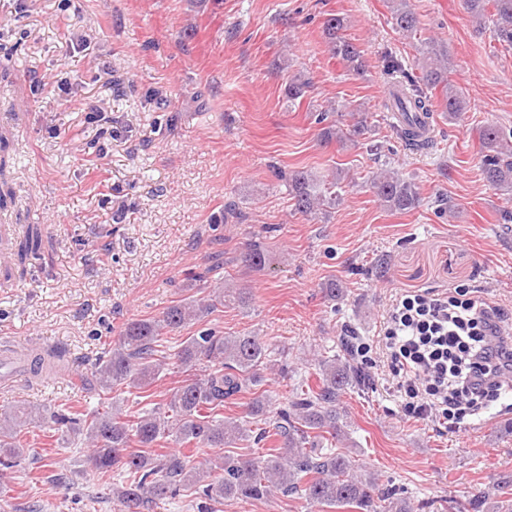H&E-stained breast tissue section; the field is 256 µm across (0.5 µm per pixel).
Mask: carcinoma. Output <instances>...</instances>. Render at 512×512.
Segmentation results:
<instances>
[{
    "label": "carcinoma",
    "mask_w": 512,
    "mask_h": 512,
    "mask_svg": "<svg viewBox=\"0 0 512 512\" xmlns=\"http://www.w3.org/2000/svg\"><path fill=\"white\" fill-rule=\"evenodd\" d=\"M465 8L477 19L489 18L497 39L512 47V0H463ZM493 13L486 14V6ZM391 21L396 30L414 35L418 20L409 0H396ZM345 19L331 14L323 21L332 55L359 73L364 70L360 48L344 34ZM419 76L409 74L404 64L390 57L388 72L400 74L399 90L385 104L389 112L418 114L433 112L427 90L442 87L444 111L456 117L465 101L448 84V46L434 40L421 43ZM418 118H407L395 127L397 137L414 150L429 146L420 132ZM481 172L487 185L495 190L512 188V133L494 125L480 131ZM288 183V195L294 210L316 216L324 208L336 205V193L319 189L311 175L292 170L280 173ZM371 184L384 206L396 211H411L420 203L414 183L398 176H372ZM41 228L32 226L13 252L12 265L25 272L28 257L44 249ZM249 267L259 269L266 263L263 242H250L242 256ZM233 300L247 303L241 288L224 289L219 279L206 297L168 306L161 316L127 321L115 346L105 349L89 371L80 375L82 387L93 391H112L119 387L139 390L152 388L166 374V362L156 357L164 335L199 319ZM184 378L174 387L166 402L157 403L131 421L118 408L106 407L86 413L69 409L46 417L40 407L20 402L0 413V466L8 470L26 457L30 444L20 439L18 427L50 420L57 429L85 434L86 462L103 482L102 495L112 497L120 512H155L159 505L186 490L201 500L198 512H213L210 503L225 499L261 500L276 492L297 493L320 507L355 509V512H412L406 501L391 495L375 498L371 478L357 474V465L346 452H325L316 439L327 433L332 438L346 436L338 405L350 387L361 383L357 366L336 357L317 360L316 384L295 394L275 413H270L265 397L252 398L245 420L220 417L224 402L237 398L266 381L269 364L265 344L256 336L242 333L224 335L209 327L184 340L174 353ZM272 440L275 446L262 460L239 455H215L198 465L190 463L179 451H161L158 446L171 441L195 448L230 447L238 441L255 445ZM123 481L110 482L112 473Z\"/></svg>",
    "instance_id": "obj_1"
}]
</instances>
